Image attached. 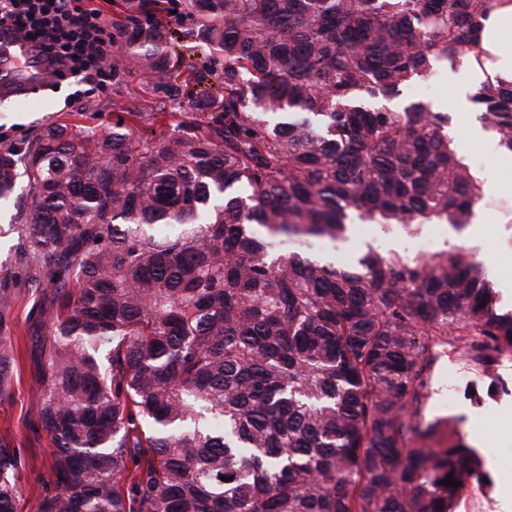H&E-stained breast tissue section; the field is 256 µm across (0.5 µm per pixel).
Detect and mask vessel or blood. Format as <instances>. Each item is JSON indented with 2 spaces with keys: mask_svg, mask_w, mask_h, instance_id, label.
<instances>
[{
  "mask_svg": "<svg viewBox=\"0 0 512 512\" xmlns=\"http://www.w3.org/2000/svg\"><path fill=\"white\" fill-rule=\"evenodd\" d=\"M50 65L33 45L14 35L0 36V96L13 98L41 87Z\"/></svg>",
  "mask_w": 512,
  "mask_h": 512,
  "instance_id": "vessel-or-blood-1",
  "label": "vessel or blood"
}]
</instances>
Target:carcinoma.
<instances>
[{"label": "carcinoma", "mask_w": 512, "mask_h": 512, "mask_svg": "<svg viewBox=\"0 0 512 512\" xmlns=\"http://www.w3.org/2000/svg\"><path fill=\"white\" fill-rule=\"evenodd\" d=\"M493 3L114 0L112 90L138 69L156 110L0 150V207L30 190L15 262L50 290L40 512H450L447 476L488 477L463 418L419 413L435 345L512 355L480 264L369 248L339 268L278 244L342 239L350 210L465 229L483 190L448 115L387 103L479 56ZM471 102L512 152V81ZM16 285L0 282L1 397ZM16 509L0 447V512Z\"/></svg>", "instance_id": "obj_1"}]
</instances>
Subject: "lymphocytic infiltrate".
<instances>
[{
  "label": "lymphocytic infiltrate",
  "instance_id": "f902f5d3",
  "mask_svg": "<svg viewBox=\"0 0 512 512\" xmlns=\"http://www.w3.org/2000/svg\"><path fill=\"white\" fill-rule=\"evenodd\" d=\"M30 41L56 79H79L91 91L112 84V23L87 0H0V31Z\"/></svg>",
  "mask_w": 512,
  "mask_h": 512
}]
</instances>
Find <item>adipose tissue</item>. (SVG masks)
Wrapping results in <instances>:
<instances>
[{"label":"adipose tissue","mask_w":512,"mask_h":512,"mask_svg":"<svg viewBox=\"0 0 512 512\" xmlns=\"http://www.w3.org/2000/svg\"><path fill=\"white\" fill-rule=\"evenodd\" d=\"M511 32L512 0H495L480 33V43L485 54L470 64V80L456 97L459 108L468 107L470 95L486 79H512V44L505 41L506 35Z\"/></svg>","instance_id":"ef3b65f1"}]
</instances>
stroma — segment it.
<instances>
[{
  "mask_svg": "<svg viewBox=\"0 0 512 512\" xmlns=\"http://www.w3.org/2000/svg\"><path fill=\"white\" fill-rule=\"evenodd\" d=\"M468 67L439 68V84L431 104L434 110L447 113L448 136L463 160L479 158L480 168L473 174L479 181L494 178L500 188L497 195L484 196L475 208L476 220L484 226L481 236L470 230L455 232L448 224L434 220L414 230L397 224H374L351 215L345 239L337 245L316 244V254L336 262H344L366 248L413 260L418 256L416 240L433 238L437 252L464 246L481 265V271L494 288L512 281V167L502 166L498 156L469 138L470 122L479 118L476 108L459 110L453 102L458 88L466 84ZM139 74H132L120 93L98 92L77 104L69 99L76 90L73 81L58 83L24 99L0 98V149L21 143L33 131L49 124L66 122L69 112H92L97 123L107 125L113 111L132 108L151 109ZM44 295L42 290L18 284L10 311L13 320L12 341L21 354V366L7 396L0 397V444L7 446L18 462L20 497L17 512H39L45 494L53 492L51 483L52 447L35 418L34 404L39 388L38 363L40 347L32 334ZM456 363L434 362L430 370V386L423 415L426 420L461 416L466 420L465 441L477 449L512 448V359H495L477 364L462 345L454 346ZM490 484H468L456 499L452 512H512V461L485 457Z\"/></svg>",
  "mask_w": 512,
  "mask_h": 512,
  "instance_id": "1",
  "label": "stroma"
}]
</instances>
